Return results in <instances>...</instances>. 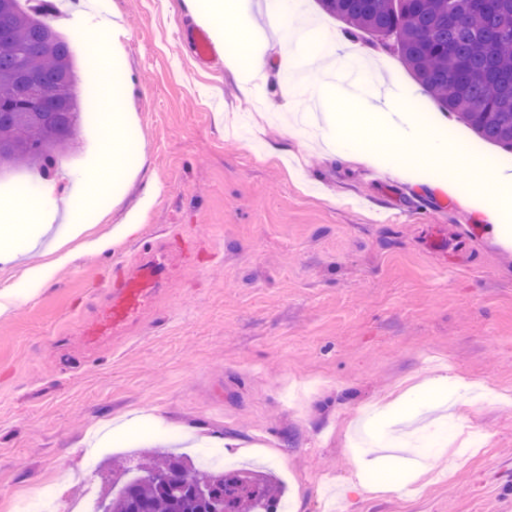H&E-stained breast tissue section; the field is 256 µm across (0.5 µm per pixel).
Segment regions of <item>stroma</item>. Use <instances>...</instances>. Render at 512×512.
<instances>
[{"label": "stroma", "instance_id": "1", "mask_svg": "<svg viewBox=\"0 0 512 512\" xmlns=\"http://www.w3.org/2000/svg\"><path fill=\"white\" fill-rule=\"evenodd\" d=\"M54 2L76 49L82 120L47 186L69 198L107 136L140 175L87 208L90 235L109 234L147 184L158 193L118 246L90 254L66 242L76 258L0 319V512L21 495L77 499L87 476L116 493L113 470L135 456L159 448L195 461L214 438L236 441L229 462L271 472L288 512H512V249L461 205L466 169L396 177L398 157L354 161L373 130L352 115L321 135L307 85L316 66L358 58L381 88H413L424 135L504 175L512 154L439 112L396 54L348 39L318 0H300L284 24L269 21L266 0L250 3L270 39L307 62L295 93L302 139L273 121L277 90L254 105L221 47L197 57L186 0ZM115 19L127 35L109 67L124 78L104 98L88 56L94 22ZM155 260L158 277L111 318ZM456 379L475 390L442 404ZM413 387L428 413L397 406L369 421L372 405ZM396 420L415 439L448 421L454 433L424 459L401 446ZM369 453L381 467L357 474ZM391 473L403 495L385 490Z\"/></svg>", "mask_w": 512, "mask_h": 512}]
</instances>
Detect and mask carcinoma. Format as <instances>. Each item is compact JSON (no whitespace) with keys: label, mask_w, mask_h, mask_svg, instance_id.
Here are the masks:
<instances>
[{"label":"carcinoma","mask_w":512,"mask_h":512,"mask_svg":"<svg viewBox=\"0 0 512 512\" xmlns=\"http://www.w3.org/2000/svg\"><path fill=\"white\" fill-rule=\"evenodd\" d=\"M353 31L393 48L424 93L480 140L512 153V0H318ZM41 78L54 112L40 111L19 78ZM71 42L45 12L0 0V173L47 169L69 150L81 103ZM140 479L107 500L109 512H277L269 476L214 473L156 452L137 464Z\"/></svg>","instance_id":"cac0c4a2"}]
</instances>
